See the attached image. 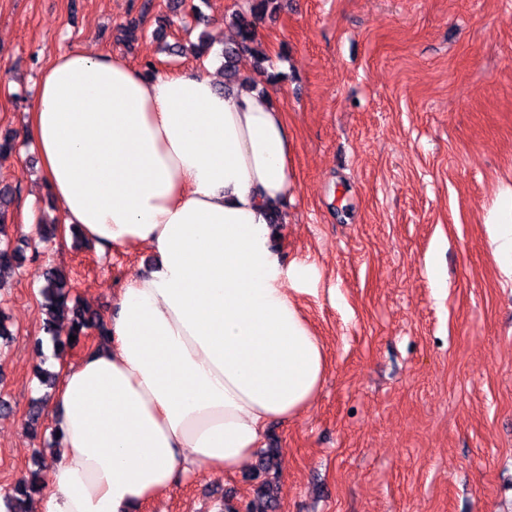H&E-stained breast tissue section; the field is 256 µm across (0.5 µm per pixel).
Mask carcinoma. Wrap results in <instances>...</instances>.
Here are the masks:
<instances>
[{
    "mask_svg": "<svg viewBox=\"0 0 512 512\" xmlns=\"http://www.w3.org/2000/svg\"><path fill=\"white\" fill-rule=\"evenodd\" d=\"M250 13L234 14L232 16L237 31V39L224 49L225 85L229 86L240 81L236 67L238 58L251 55L261 64L265 55L259 49L256 41V25L267 16H272L277 10L278 0H251ZM15 190L9 186L0 189V267H15L22 265L27 256L20 246H11L6 230V212L13 203ZM41 307L45 318L43 330L50 335L57 356L63 357L68 352L80 347L87 337L88 331L95 329L99 337H104L105 327L96 313L81 308L73 299L71 286L67 275L60 269L49 268L44 275V284L40 289ZM68 317L71 320L69 334L62 337L55 333L54 324L59 318ZM75 336L69 341V336ZM276 453L272 448L266 449L260 458V470L267 479L257 489L256 498L246 505V512H275L276 499L273 496V479L277 477L278 469L275 462ZM38 473L33 471L16 481L5 493L3 502L6 512H28L26 502L34 495L42 494Z\"/></svg>",
    "mask_w": 512,
    "mask_h": 512,
    "instance_id": "obj_1",
    "label": "carcinoma"
}]
</instances>
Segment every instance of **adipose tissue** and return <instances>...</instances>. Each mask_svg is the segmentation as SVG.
I'll return each mask as SVG.
<instances>
[{
	"label": "adipose tissue",
	"mask_w": 512,
	"mask_h": 512,
	"mask_svg": "<svg viewBox=\"0 0 512 512\" xmlns=\"http://www.w3.org/2000/svg\"><path fill=\"white\" fill-rule=\"evenodd\" d=\"M216 82L81 47L42 75L23 136L66 230L157 261L116 292L108 339L64 373L33 512H140L197 468L235 473L324 383L325 348L287 289L315 266L283 265L272 246L295 186L286 112L253 84ZM485 221L512 276L511 187Z\"/></svg>",
	"instance_id": "obj_1"
}]
</instances>
